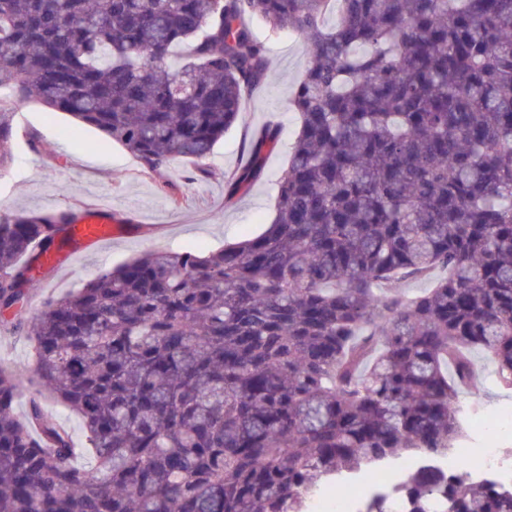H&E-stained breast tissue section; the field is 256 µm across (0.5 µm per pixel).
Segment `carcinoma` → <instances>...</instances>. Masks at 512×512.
<instances>
[{
  "instance_id": "1",
  "label": "carcinoma",
  "mask_w": 512,
  "mask_h": 512,
  "mask_svg": "<svg viewBox=\"0 0 512 512\" xmlns=\"http://www.w3.org/2000/svg\"><path fill=\"white\" fill-rule=\"evenodd\" d=\"M256 18L310 54L274 219L206 255L144 253L12 324L38 388L17 416L0 367V512H307L397 462L356 512H512V483L448 461L473 355L512 390V0H0V170L36 103L144 172L208 171L269 74ZM76 218L0 215L1 313Z\"/></svg>"
}]
</instances>
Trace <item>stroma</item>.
Listing matches in <instances>:
<instances>
[{
    "mask_svg": "<svg viewBox=\"0 0 512 512\" xmlns=\"http://www.w3.org/2000/svg\"><path fill=\"white\" fill-rule=\"evenodd\" d=\"M271 60L267 80L248 99L242 122L219 140L209 160L210 174L199 173L187 160L167 171L143 173L121 145L106 141L96 129L78 125L62 112L36 104L17 109L13 160L0 179V214H43L51 209L95 208L111 211L130 226L128 234L85 247L76 256L59 253L51 273L17 310L0 314V365L21 378L16 411L25 413L36 386L31 342L10 333L12 322L38 315L46 299L69 294L97 272L152 250H198L205 253L260 234L274 217L277 179L288 163L298 120L286 108L292 84L304 72L308 50L303 37L253 25ZM279 134L266 158V175L244 195L226 199L224 177L245 161L244 142L263 125ZM477 387L461 397L469 421L456 444L470 454L488 444L512 448V391L497 382L493 364L476 356Z\"/></svg>",
    "mask_w": 512,
    "mask_h": 512,
    "instance_id": "1",
    "label": "stroma"
}]
</instances>
